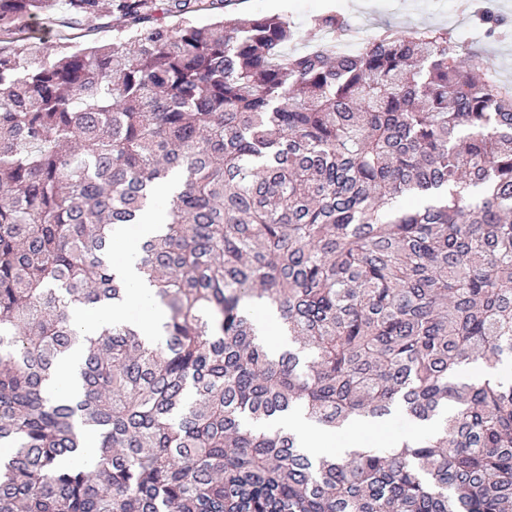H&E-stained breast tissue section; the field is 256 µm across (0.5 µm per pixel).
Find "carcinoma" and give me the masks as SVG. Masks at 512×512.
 <instances>
[{"label":"carcinoma","mask_w":512,"mask_h":512,"mask_svg":"<svg viewBox=\"0 0 512 512\" xmlns=\"http://www.w3.org/2000/svg\"><path fill=\"white\" fill-rule=\"evenodd\" d=\"M56 2L0 0V512H512V383L462 377L512 358V89L491 59L432 27L291 51L279 16L193 22L223 0ZM101 15L129 33L25 31ZM174 178L140 245L163 342L82 334L70 306L129 293L113 226ZM256 301L293 348L263 345ZM76 346L83 393L54 398ZM296 407L448 417L314 459L261 429Z\"/></svg>","instance_id":"cac0c4a2"}]
</instances>
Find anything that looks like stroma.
<instances>
[{
    "mask_svg": "<svg viewBox=\"0 0 512 512\" xmlns=\"http://www.w3.org/2000/svg\"><path fill=\"white\" fill-rule=\"evenodd\" d=\"M451 0H224L227 17L278 15L300 33V46L313 45L321 36L315 26L319 16L333 12L344 14L353 35L392 25L409 31L417 27H440L458 42L464 51L494 56L501 78L512 81V38L503 40L487 34V26L474 12L486 3L488 12L512 25V0H467L466 10L451 7Z\"/></svg>",
    "mask_w": 512,
    "mask_h": 512,
    "instance_id": "1",
    "label": "stroma"
}]
</instances>
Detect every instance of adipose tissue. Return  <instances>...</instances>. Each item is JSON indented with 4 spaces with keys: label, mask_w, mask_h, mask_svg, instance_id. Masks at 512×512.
Masks as SVG:
<instances>
[{
    "label": "adipose tissue",
    "mask_w": 512,
    "mask_h": 512,
    "mask_svg": "<svg viewBox=\"0 0 512 512\" xmlns=\"http://www.w3.org/2000/svg\"><path fill=\"white\" fill-rule=\"evenodd\" d=\"M164 218V211L154 208L148 210L142 223L137 226V240L133 243L128 240L125 225H118L113 231L114 238L124 242L125 248L119 258L113 260L112 266L118 275L130 284V299L147 303L150 306L148 316L134 324L141 337L149 341L160 339L167 313L155 300L153 286L138 269L139 243L162 232L165 228ZM279 424L294 433L302 447L315 457L322 456L328 442L334 439L331 431L316 426L300 408L294 410L288 417L280 419Z\"/></svg>",
    "instance_id": "adipose-tissue-1"
}]
</instances>
